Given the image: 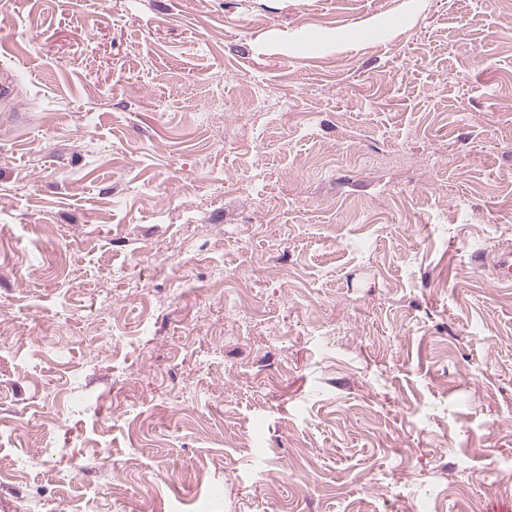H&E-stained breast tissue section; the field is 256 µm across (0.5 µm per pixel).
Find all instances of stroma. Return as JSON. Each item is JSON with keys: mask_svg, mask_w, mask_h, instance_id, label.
Instances as JSON below:
<instances>
[{"mask_svg": "<svg viewBox=\"0 0 512 512\" xmlns=\"http://www.w3.org/2000/svg\"><path fill=\"white\" fill-rule=\"evenodd\" d=\"M9 72L0 512L512 501V0H0ZM491 281L499 288L512 287V245L497 248L490 259Z\"/></svg>", "mask_w": 512, "mask_h": 512, "instance_id": "35a3bbf8", "label": "stroma"}]
</instances>
